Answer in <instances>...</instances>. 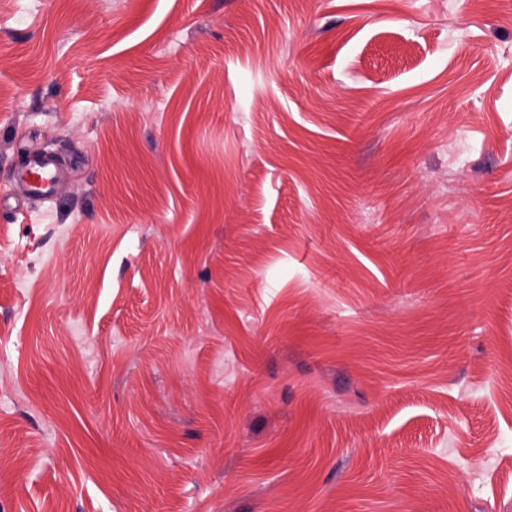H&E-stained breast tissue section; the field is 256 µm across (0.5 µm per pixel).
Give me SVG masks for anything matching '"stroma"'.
<instances>
[{"mask_svg":"<svg viewBox=\"0 0 512 512\" xmlns=\"http://www.w3.org/2000/svg\"><path fill=\"white\" fill-rule=\"evenodd\" d=\"M0 512H512V0H0ZM19 177L27 187V196L49 197L54 191L57 177L56 160L50 154H35Z\"/></svg>","mask_w":512,"mask_h":512,"instance_id":"35a3bbf8","label":"stroma"}]
</instances>
